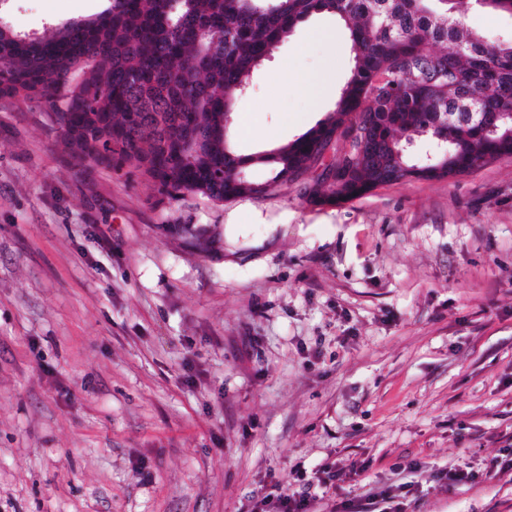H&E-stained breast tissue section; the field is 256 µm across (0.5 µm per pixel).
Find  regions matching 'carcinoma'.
Returning <instances> with one entry per match:
<instances>
[{
	"instance_id": "cac0c4a2",
	"label": "carcinoma",
	"mask_w": 512,
	"mask_h": 512,
	"mask_svg": "<svg viewBox=\"0 0 512 512\" xmlns=\"http://www.w3.org/2000/svg\"><path fill=\"white\" fill-rule=\"evenodd\" d=\"M481 9L512 17V0H111L91 20L27 37L0 24V102L46 109L74 160L136 165L169 194L263 199L314 168L334 129L357 121L373 155L348 179L319 176L306 203L360 199L377 187L441 180L512 144V32L469 29ZM344 22L355 64L335 108L288 147L238 154L228 133L253 70L309 16ZM485 125L437 121L457 98ZM422 137L431 158L408 144ZM270 175L255 180L253 166Z\"/></svg>"
}]
</instances>
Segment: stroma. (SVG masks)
<instances>
[{
    "mask_svg": "<svg viewBox=\"0 0 512 512\" xmlns=\"http://www.w3.org/2000/svg\"><path fill=\"white\" fill-rule=\"evenodd\" d=\"M104 6L0 0V23ZM353 57L311 15L253 72L235 148L318 124ZM327 463L324 512L384 491L512 512V156L336 206L296 184L218 203L72 160L37 103L0 107V512H252Z\"/></svg>",
    "mask_w": 512,
    "mask_h": 512,
    "instance_id": "stroma-1",
    "label": "stroma"
}]
</instances>
